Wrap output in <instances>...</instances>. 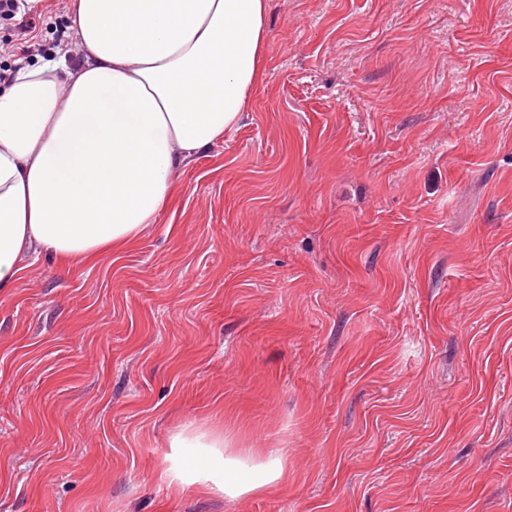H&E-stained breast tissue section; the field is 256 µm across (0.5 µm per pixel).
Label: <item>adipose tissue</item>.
Segmentation results:
<instances>
[{
    "instance_id": "1",
    "label": "adipose tissue",
    "mask_w": 512,
    "mask_h": 512,
    "mask_svg": "<svg viewBox=\"0 0 512 512\" xmlns=\"http://www.w3.org/2000/svg\"><path fill=\"white\" fill-rule=\"evenodd\" d=\"M83 52L16 72L0 89V295L26 260L64 265L134 247L198 156L233 131L263 77L267 0H70ZM168 486L249 497L278 488L281 455L223 431L171 436Z\"/></svg>"
}]
</instances>
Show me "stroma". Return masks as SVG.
Returning a JSON list of instances; mask_svg holds the SVG:
<instances>
[{
	"instance_id": "35a3bbf8",
	"label": "stroma",
	"mask_w": 512,
	"mask_h": 512,
	"mask_svg": "<svg viewBox=\"0 0 512 512\" xmlns=\"http://www.w3.org/2000/svg\"><path fill=\"white\" fill-rule=\"evenodd\" d=\"M0 25V84L57 0ZM264 77L132 249L0 296V512H512V0H268ZM275 491L159 478L185 423Z\"/></svg>"
}]
</instances>
